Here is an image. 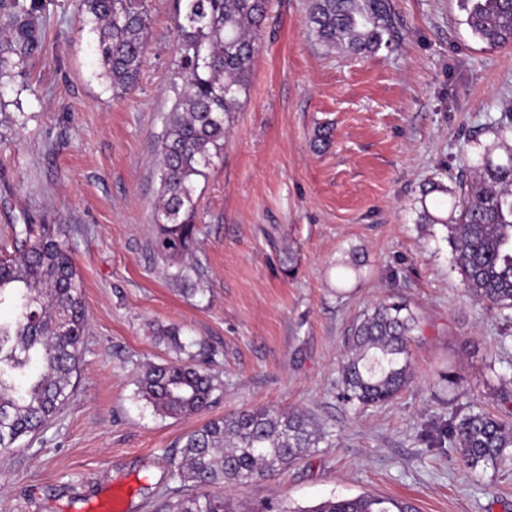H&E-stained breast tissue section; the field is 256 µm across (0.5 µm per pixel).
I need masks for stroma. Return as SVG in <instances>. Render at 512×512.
I'll use <instances>...</instances> for the list:
<instances>
[{
	"instance_id": "stroma-1",
	"label": "stroma",
	"mask_w": 512,
	"mask_h": 512,
	"mask_svg": "<svg viewBox=\"0 0 512 512\" xmlns=\"http://www.w3.org/2000/svg\"><path fill=\"white\" fill-rule=\"evenodd\" d=\"M399 37L356 57L307 35L309 0H270L252 78L199 182L198 275L169 277L153 241L156 158L172 105L174 0H151L135 91L112 96L76 0H42L22 73L0 78V245L15 224L66 228L88 327L76 391L57 419L0 458V512H156L179 442L205 421L301 410L327 443L271 477L225 487L234 512H304L363 494L415 512H512V468L464 466L432 421L477 407L506 417L512 338L452 266L442 218L464 156L512 106V48L474 37L457 0H391ZM438 216L422 223V212ZM358 254L357 270L345 266ZM405 298L423 334L391 401L341 398L345 336ZM178 330V341L162 334ZM206 352L210 409L170 418L137 393L143 365Z\"/></svg>"
}]
</instances>
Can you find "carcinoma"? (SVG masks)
<instances>
[{
	"mask_svg": "<svg viewBox=\"0 0 512 512\" xmlns=\"http://www.w3.org/2000/svg\"><path fill=\"white\" fill-rule=\"evenodd\" d=\"M268 0H175L177 56L172 106L160 141V188L154 247L175 279L198 273L187 262L196 240V182L223 158L224 138L246 93ZM464 23L492 49L512 46V0H458ZM83 25L96 35L98 61L122 98L136 86L149 37V0H79ZM0 24L17 59L0 52V76L23 70L43 24L40 0H0ZM309 33L328 49L374 54L396 37L390 0H310ZM496 142L465 156L450 217L424 211L441 224L464 288L512 323V106L494 124ZM21 248L0 256V455L56 418L75 389L87 327L83 284L60 224H25ZM419 319L402 299L380 302L352 325L342 364V396L354 407L386 402L411 381L409 345ZM142 399L158 413H204L215 378L194 365H147L137 380ZM439 435L462 462L512 466V422L484 411L456 413ZM329 433L298 411L256 408L212 419L183 438L171 478L196 489L168 500L159 512H230L221 488L273 474ZM295 512H408L390 499L361 495L329 499Z\"/></svg>",
	"mask_w": 512,
	"mask_h": 512,
	"instance_id": "obj_1",
	"label": "carcinoma"
}]
</instances>
